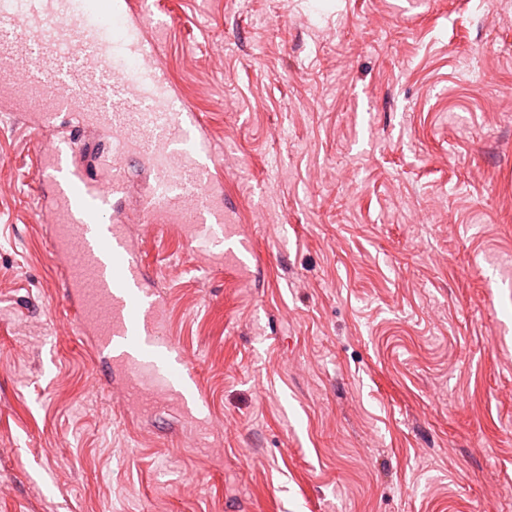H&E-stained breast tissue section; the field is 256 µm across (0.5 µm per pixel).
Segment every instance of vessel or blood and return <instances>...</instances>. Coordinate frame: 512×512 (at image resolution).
Returning a JSON list of instances; mask_svg holds the SVG:
<instances>
[{
    "mask_svg": "<svg viewBox=\"0 0 512 512\" xmlns=\"http://www.w3.org/2000/svg\"><path fill=\"white\" fill-rule=\"evenodd\" d=\"M0 110L34 116L48 137L34 161L48 190L38 221L90 353L127 375L124 406L152 401L155 388L182 409L198 402L195 363L145 284L130 222L182 225L206 263L240 269L253 240L229 224L224 162L169 82L158 40L143 18L112 13L102 0H24L0 24ZM90 125L110 134L106 155L90 157L79 135ZM131 156L155 174L133 215L119 208Z\"/></svg>",
    "mask_w": 512,
    "mask_h": 512,
    "instance_id": "obj_1",
    "label": "vessel or blood"
}]
</instances>
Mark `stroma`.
Masks as SVG:
<instances>
[{"label":"stroma","instance_id":"35a3bbf8","mask_svg":"<svg viewBox=\"0 0 512 512\" xmlns=\"http://www.w3.org/2000/svg\"><path fill=\"white\" fill-rule=\"evenodd\" d=\"M147 7L255 243L131 227L224 428L120 409L0 121V512H512V0Z\"/></svg>","mask_w":512,"mask_h":512}]
</instances>
